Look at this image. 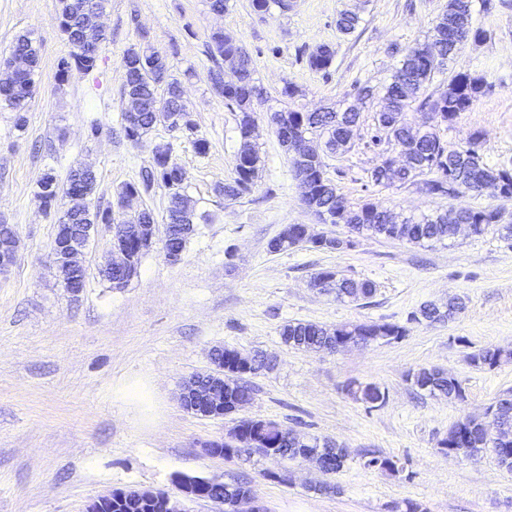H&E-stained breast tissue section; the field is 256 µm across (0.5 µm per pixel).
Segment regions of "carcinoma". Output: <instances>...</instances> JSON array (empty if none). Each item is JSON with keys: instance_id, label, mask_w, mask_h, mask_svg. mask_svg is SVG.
Masks as SVG:
<instances>
[{"instance_id": "obj_1", "label": "carcinoma", "mask_w": 512, "mask_h": 512, "mask_svg": "<svg viewBox=\"0 0 512 512\" xmlns=\"http://www.w3.org/2000/svg\"><path fill=\"white\" fill-rule=\"evenodd\" d=\"M104 0H58L59 23L71 46L68 57L58 63L61 80H66L73 70H93L98 56L89 53L86 42L96 37V32L86 17L87 8ZM360 24L355 13L345 12L336 21L339 31L353 33ZM487 37L486 31L472 26L471 0H448L445 9L435 18L433 35L425 42L403 50L402 58L388 85L384 104L374 116V134L370 142L379 146L382 139L378 132L388 131L390 138L401 147L405 164L398 170L377 166L370 171L369 179L375 185H418L428 196L452 199L457 194L469 192L476 195L489 193L512 199V163L488 166L480 153L481 133L473 132L464 142L453 146L444 142L432 126H413L407 112H423L437 123H448L469 111L474 103L490 88L492 82L485 74L458 72L448 79V88L434 97L426 93L436 74L443 72L448 62L464 45V41ZM26 58V67L16 68L17 54ZM210 54L219 57L223 65L209 71L213 90L224 98V104L238 113V130L241 145L235 157L234 176L218 189L227 201H236L251 193L258 178L259 155L252 142L244 137V129L256 121L255 104L267 101V92L253 77L251 57L248 51L222 32L210 37ZM335 48L319 46L308 57V66L315 72H325L332 65ZM125 105L133 113L123 111V133L127 140L137 143L160 121L159 114L166 112L178 121L176 130L192 136L196 124L183 102L180 83L171 78L165 57L142 47L128 49L123 58ZM39 69V54L33 40L27 34L15 37L7 56L0 59V108L14 113L15 125H26V108L29 95L35 85ZM359 120L355 110L338 112L327 109L319 112L276 110L269 113V121L275 127L280 143L289 138H318L322 153L307 159L290 158L292 172L298 182L303 203L312 210L323 224H344L357 235L382 236L408 243L433 247L451 243L456 235L455 224H470L473 235L482 236L496 231L505 240L512 239V221L497 207L462 209L443 213H423L397 222L388 211L373 202L366 201L356 207L348 204L339 193L336 184L327 176L323 154L344 153L350 148L351 133ZM184 172L171 162V144L158 143L152 151L150 163L140 169L138 179L121 187L119 197L131 194L143 197L157 188L168 191L166 219L169 224H192L194 213L184 195ZM78 183L85 196L93 195L97 174L81 166L71 169L67 182L61 184L50 173L38 180V196L45 212L49 213L58 197L67 195L73 183ZM139 224L145 227L142 240L126 242L135 263H140L153 244L148 242L147 226L156 223L153 210L142 208L115 218L110 208H92L84 204L72 214L63 216L60 222L70 224ZM303 245L302 228L290 224L278 236L268 242L271 253L279 254ZM310 247L321 251H341L345 242L328 234ZM311 284L319 291L333 293L338 301L358 302L371 298L376 285L369 281H356L339 276L338 272L324 269L313 274ZM460 304L448 302L442 311L433 304L425 305L412 313L410 322L441 321L451 317ZM408 333L407 327L395 323H360L327 328L313 322H288L280 328L283 344L303 350H336L340 343L359 338L367 343L397 341ZM224 378L205 376L210 384L224 383V415L228 416L252 398L253 388L249 377L267 366L266 358L254 355L246 369L236 363L234 349L224 348ZM506 357L497 347H484L472 352L470 364L475 368H492ZM411 385L430 396H444L462 400L465 390L462 382L437 368H423L408 375ZM354 397L368 408H378L386 403V392L376 384L349 387ZM491 412L494 433L487 432L486 419L465 418L439 439L437 448L443 454L453 448L459 454L475 455L491 450L499 466L512 471V393L501 394L488 408ZM238 440L227 448L233 457L257 455L262 458L277 457L293 460L305 450H319L330 470L340 471L347 461V451L340 445L305 438L293 430L262 419H243L235 425ZM363 466L381 471H399L398 461L374 452L365 454ZM205 495L209 498L224 497V512H237L235 503L248 493V482H216L200 478Z\"/></svg>"}]
</instances>
